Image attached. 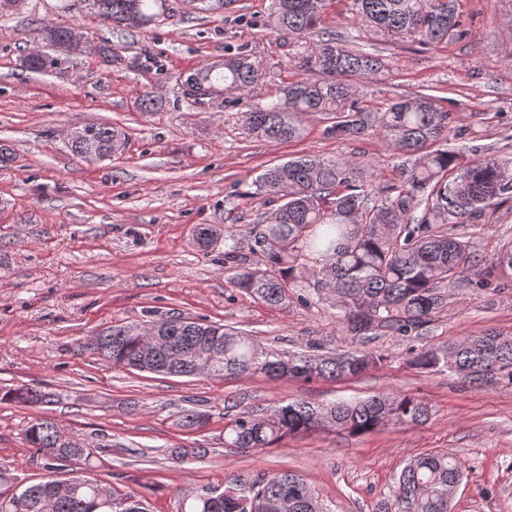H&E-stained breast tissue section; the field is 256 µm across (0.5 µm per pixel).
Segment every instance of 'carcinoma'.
I'll return each instance as SVG.
<instances>
[{
  "instance_id": "1",
  "label": "carcinoma",
  "mask_w": 512,
  "mask_h": 512,
  "mask_svg": "<svg viewBox=\"0 0 512 512\" xmlns=\"http://www.w3.org/2000/svg\"><path fill=\"white\" fill-rule=\"evenodd\" d=\"M107 27L123 32L144 29L170 13L168 0H83ZM332 0H271L264 27L276 34L302 38L320 32ZM353 10L374 37L411 35L432 47L467 36L456 11V0H352ZM77 28L42 22L33 33L41 51L24 56L22 65L34 72L52 71L68 57L81 53L73 40ZM320 78L283 82L275 93L258 99L225 100L242 134L274 143L300 141L308 119L323 115L327 135L361 141L380 137L405 158L399 182L379 190L376 178L361 162L347 157L302 154L266 169L252 182L254 197L275 205L267 221L253 225L244 243L224 251V267L234 272L233 287L271 307L288 305V288L298 279L309 296L329 302L341 312L350 333L367 336L387 329L396 336H413L432 321L448 297V287L477 279L482 259L462 234L448 225H463L483 210L512 200V154L462 155L448 147L457 137L454 114L443 110L437 97L417 92L371 110L352 101L350 77L384 72V56L327 33L315 57ZM258 69L246 50L179 76L191 102L202 101L223 85L244 93L256 83ZM70 150L83 159L104 161L120 153L126 134L109 124L76 123L68 137ZM213 224H198L196 244L209 248L221 233ZM316 253L322 265L307 270L304 257ZM255 260H250V257ZM501 272L512 275V240L492 257ZM166 337V349L148 362L142 358L145 329ZM80 350L114 367L177 376L205 374L262 375L270 380L295 378L336 380L377 367L384 356L376 351H285L260 345L233 326L216 325L180 314L148 324L122 323L104 328L81 343ZM407 363L423 372L448 371L479 384L512 385V335L490 332L420 348L411 347ZM45 392L22 385L0 390V402L29 407L47 403ZM431 414L424 398L401 393H377L365 399L329 404L290 401L266 411L240 408L224 424V447L268 448L290 436L331 430L348 437L372 433L387 425H421ZM210 414L182 410L177 425L199 431ZM47 468L57 471L74 459L82 464L112 445L91 448L64 433L55 420L30 421L24 432ZM462 479L459 460L448 454L420 456L400 471L385 512H448V489ZM102 484L89 477H70L30 485L0 500V512H150L149 502L135 491L101 494ZM178 512H327L300 475L232 473L224 489L186 495Z\"/></svg>"
}]
</instances>
